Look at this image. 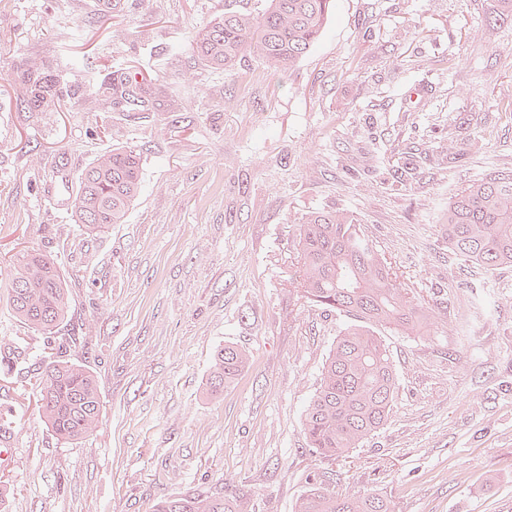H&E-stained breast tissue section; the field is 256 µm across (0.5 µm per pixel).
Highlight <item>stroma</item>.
Segmentation results:
<instances>
[{
    "label": "stroma",
    "mask_w": 512,
    "mask_h": 512,
    "mask_svg": "<svg viewBox=\"0 0 512 512\" xmlns=\"http://www.w3.org/2000/svg\"><path fill=\"white\" fill-rule=\"evenodd\" d=\"M257 6L153 0L145 13L122 0L102 23L92 0H0V266L22 248L55 258L66 355L98 376L103 401L92 434L58 441L29 384L54 343L0 298V343L31 351L0 364L9 512H152L227 481L252 490V512H294L313 470L395 512H512V266L458 261L442 228L453 193L512 171V21L491 23L493 0H335L292 72L198 61L193 26ZM30 59L86 75L35 125L15 88ZM131 67L157 76L160 107L88 109ZM116 142L142 150V193L125 223L88 235L70 220L74 183ZM319 209L356 214L447 327L383 333L397 396L384 427L335 461L309 451L302 427L347 324L296 286V224ZM227 344L251 365L211 399Z\"/></svg>",
    "instance_id": "obj_1"
}]
</instances>
